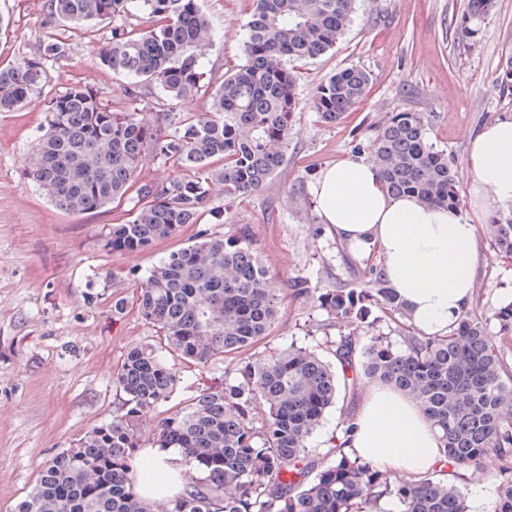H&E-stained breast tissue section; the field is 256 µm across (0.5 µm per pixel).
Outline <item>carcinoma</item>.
<instances>
[{
  "label": "carcinoma",
  "instance_id": "1",
  "mask_svg": "<svg viewBox=\"0 0 512 512\" xmlns=\"http://www.w3.org/2000/svg\"><path fill=\"white\" fill-rule=\"evenodd\" d=\"M494 0H468L457 35L476 43ZM137 6L146 29L124 18ZM55 23L112 21L98 63L130 80V106L114 110L75 83L42 96L50 63L69 43L48 36L28 56L0 67V112L38 105L45 113L25 171L68 214L96 212L129 194V216L105 237L112 251L136 253L195 224L216 186L224 197L261 190L282 166L300 109L295 61L315 59L345 36L357 0H253L243 60L218 77L202 59L214 34L200 0H48ZM370 75L345 67L320 84L313 108L339 122L367 95ZM160 91L151 118L136 107L138 89ZM210 91L209 112L183 107ZM170 131L160 133L154 121ZM428 116L393 112L371 125L354 149L368 155L385 188L437 206L461 207L459 172L431 142ZM176 173L149 185L135 174L149 160ZM494 249L512 257V221L486 225ZM306 299L349 331L325 338L329 357L289 345L258 354L279 319L284 295ZM136 305L165 337L127 351L112 384L122 413L89 430L73 448L47 459L14 512H468L464 470L493 454L499 462L492 512H512V303L476 298L444 335L428 336L389 288L379 266L357 283L319 288L306 278L278 288L250 235L206 238L164 257L138 281ZM373 334L360 341L362 327ZM396 333L392 337L383 328ZM200 364L222 360L224 383L200 391L150 428L153 448H176L186 483L176 496L150 499L139 482L143 430L172 396L179 376L167 355ZM416 400L439 434V468L404 482L359 456L343 437L324 454L309 441L358 379Z\"/></svg>",
  "mask_w": 512,
  "mask_h": 512
}]
</instances>
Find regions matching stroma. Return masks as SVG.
Returning a JSON list of instances; mask_svg holds the SVG:
<instances>
[{"label":"stroma","mask_w":512,"mask_h":512,"mask_svg":"<svg viewBox=\"0 0 512 512\" xmlns=\"http://www.w3.org/2000/svg\"><path fill=\"white\" fill-rule=\"evenodd\" d=\"M48 0H0V65L32 53L47 34L64 38L68 60L48 65L45 96L84 83L113 108L125 102L126 79L99 68L95 46L108 41L111 21L48 22ZM467 0H361L344 39L300 64L301 110L278 173L259 192L236 198L214 190L198 223L127 254L104 246L110 225L124 221L129 201L91 214L57 210L27 178L24 165L44 122L40 107L0 113V512L33 489L42 463L75 446L119 412L112 375L127 351L164 347L162 332L135 305L136 282L171 251L209 238L248 232L279 285L303 277L321 288L351 283L368 261L354 258L322 224L311 186L319 173L352 156L353 139L390 112H422L431 141L459 171L463 210L473 183L468 137L482 126L512 119V86L499 73L512 56V0H496L478 42L459 43L454 25ZM215 33L206 70L221 75L239 64L252 0H201ZM356 66L371 77L365 99L336 124L312 111L317 86L336 70ZM476 294L499 306L512 289V258L498 256L478 233ZM124 299L122 314L112 311ZM324 311L286 299L279 321L258 352L297 344L319 348L337 335ZM180 381L153 414L161 419L224 380L223 362L177 360Z\"/></svg>","instance_id":"35a3bbf8"}]
</instances>
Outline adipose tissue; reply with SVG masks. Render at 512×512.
Segmentation results:
<instances>
[{
    "label": "adipose tissue",
    "mask_w": 512,
    "mask_h": 512,
    "mask_svg": "<svg viewBox=\"0 0 512 512\" xmlns=\"http://www.w3.org/2000/svg\"><path fill=\"white\" fill-rule=\"evenodd\" d=\"M468 144L475 191L469 214L389 193L376 166L359 155L323 170L312 185L321 222L355 255L377 258L414 324L431 336L447 333L473 297L486 199L512 204V120L485 125ZM351 426L352 448L387 470L417 475L432 470L440 458L437 431L416 402L394 389L364 384ZM145 454L158 475L149 495L177 492L178 454L168 448Z\"/></svg>",
    "instance_id": "1"
}]
</instances>
